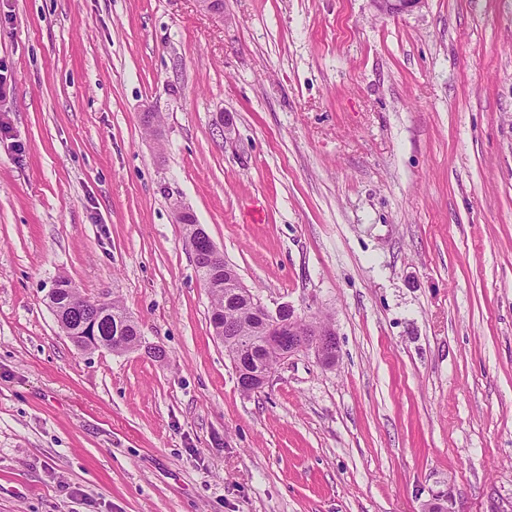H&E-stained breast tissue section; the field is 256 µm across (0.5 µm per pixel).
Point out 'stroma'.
Listing matches in <instances>:
<instances>
[{
	"mask_svg": "<svg viewBox=\"0 0 512 512\" xmlns=\"http://www.w3.org/2000/svg\"><path fill=\"white\" fill-rule=\"evenodd\" d=\"M176 200L336 366L240 391ZM61 277L165 359L74 346ZM438 499L512 512V0H0V512ZM374 9L381 15L398 16L411 11L422 0H370Z\"/></svg>",
	"mask_w": 512,
	"mask_h": 512,
	"instance_id": "stroma-1",
	"label": "stroma"
}]
</instances>
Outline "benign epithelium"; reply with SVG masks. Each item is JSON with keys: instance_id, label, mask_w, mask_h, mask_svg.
<instances>
[{"instance_id": "benign-epithelium-1", "label": "benign epithelium", "mask_w": 512, "mask_h": 512, "mask_svg": "<svg viewBox=\"0 0 512 512\" xmlns=\"http://www.w3.org/2000/svg\"><path fill=\"white\" fill-rule=\"evenodd\" d=\"M423 0H371L374 9L381 15L398 16L411 11ZM197 238L192 246L196 263L214 261L222 256L216 245L202 227H197ZM235 291L231 296L249 299L254 319L265 326L263 347L276 350L283 360L301 353H313L324 365H333L338 358L336 331L329 325L311 324L306 330L299 328V317L289 306H281L270 311L261 299L253 294L241 280L233 282ZM95 311L90 313L84 324L85 335L76 342L81 349L112 350L116 345L98 336V325L108 309V302L94 301ZM270 374L260 370L245 371L237 376L238 385L243 390L258 392L268 384Z\"/></svg>"}]
</instances>
